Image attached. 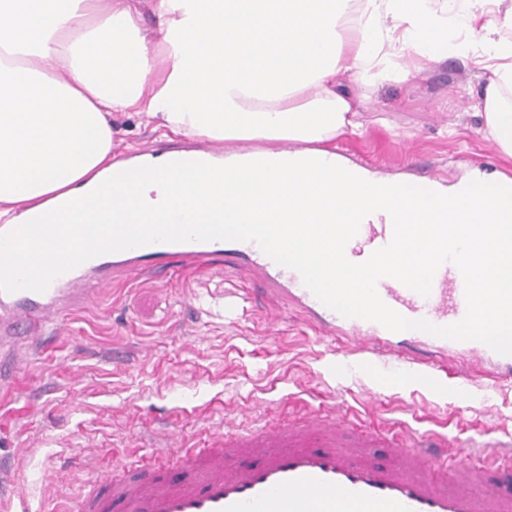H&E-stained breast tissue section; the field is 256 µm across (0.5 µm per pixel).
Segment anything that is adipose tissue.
Listing matches in <instances>:
<instances>
[{
  "label": "adipose tissue",
  "instance_id": "ef3b65f1",
  "mask_svg": "<svg viewBox=\"0 0 512 512\" xmlns=\"http://www.w3.org/2000/svg\"><path fill=\"white\" fill-rule=\"evenodd\" d=\"M504 0H0V224L124 203L132 223L267 227L287 262L316 259L320 282L348 303L365 286L340 249L320 255L282 224H399L389 258L408 287H428L420 242L454 226L478 287L512 288V177L455 183L378 177L336 152L361 133L366 90L428 63L472 62L487 77L483 133L512 158V6ZM494 22H485L488 13ZM154 26H146L145 15ZM145 116L163 135L239 144L222 169L186 153L115 162V121ZM491 225L471 239L469 225Z\"/></svg>",
  "mask_w": 512,
  "mask_h": 512
}]
</instances>
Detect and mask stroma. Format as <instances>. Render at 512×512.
Returning a JSON list of instances; mask_svg holds the SVG:
<instances>
[{
	"label": "stroma",
	"mask_w": 512,
	"mask_h": 512,
	"mask_svg": "<svg viewBox=\"0 0 512 512\" xmlns=\"http://www.w3.org/2000/svg\"><path fill=\"white\" fill-rule=\"evenodd\" d=\"M480 88L476 69L452 59L375 85V121L336 149L382 173L512 176V160L482 136L472 108ZM116 128L119 159L170 145L138 115ZM332 403L354 411L355 425L383 420L460 448L512 434V388L465 357L422 388L383 358L344 355L293 310L267 311L240 272L178 269L105 285L57 323L51 344L0 391V454L11 458L15 504L54 512L90 491L113 459L152 464L167 428L202 446L228 414L247 429L267 407L291 419Z\"/></svg>",
	"instance_id": "35a3bbf8"
}]
</instances>
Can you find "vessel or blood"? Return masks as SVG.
Masks as SVG:
<instances>
[{
    "mask_svg": "<svg viewBox=\"0 0 512 512\" xmlns=\"http://www.w3.org/2000/svg\"><path fill=\"white\" fill-rule=\"evenodd\" d=\"M285 244L304 238L315 247L327 239L320 224H285ZM389 224L361 225L345 247L354 263L390 243ZM217 263L243 271L263 288L270 304L297 305L329 334L355 348L371 347L414 382H430L449 355L464 353L484 376L512 373V356L476 340H453L393 332L362 318H346L322 304L294 270L277 264L252 241L152 243L93 257L55 277L45 292L0 291V386L14 382L50 335L57 318L75 305L95 300L88 276L119 282L144 273H166L169 264ZM382 301L411 320L444 327L467 310L463 276L443 263L428 295L393 278L378 281ZM382 456H375V449ZM512 448L483 446L473 453L437 435L419 442L379 423L355 429L347 410L331 408L274 426L238 432L233 418L209 447H184L172 435L164 462L141 477L99 472L95 488L73 512H512V477L498 467Z\"/></svg>",
    "mask_w": 512,
    "mask_h": 512,
    "instance_id": "vessel-or-blood-1",
    "label": "vessel or blood"
}]
</instances>
